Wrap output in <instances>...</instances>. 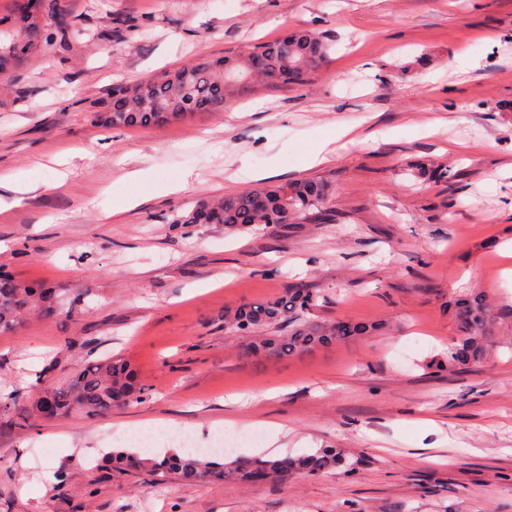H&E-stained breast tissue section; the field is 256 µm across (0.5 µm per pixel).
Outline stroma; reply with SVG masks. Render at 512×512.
Here are the masks:
<instances>
[{"label": "stroma", "mask_w": 512, "mask_h": 512, "mask_svg": "<svg viewBox=\"0 0 512 512\" xmlns=\"http://www.w3.org/2000/svg\"><path fill=\"white\" fill-rule=\"evenodd\" d=\"M62 5L56 42L0 86V177L37 184L20 198L0 187V268L62 297L0 335V512H512V353L443 367L449 300L475 291L512 305L501 255L512 246V0ZM297 31L329 46L304 83L256 82L223 109L160 126L91 120L113 86ZM464 51L475 66L459 74ZM352 124L363 141L301 169L314 143ZM139 167L146 179L122 181ZM255 170L326 182L318 219L175 223L256 186ZM126 197L141 203L113 213ZM291 285L318 293L313 319L373 332L292 358L247 355L253 336L225 329V308ZM110 357L137 369L142 400L35 416L44 384ZM268 421L287 424L280 445ZM137 428L151 449L170 448L174 431L201 448L238 432L250 440L225 461L338 448L349 465L236 485L107 469Z\"/></svg>", "instance_id": "stroma-1"}]
</instances>
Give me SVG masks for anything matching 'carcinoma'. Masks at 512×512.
<instances>
[{
	"mask_svg": "<svg viewBox=\"0 0 512 512\" xmlns=\"http://www.w3.org/2000/svg\"><path fill=\"white\" fill-rule=\"evenodd\" d=\"M63 9L59 0H22L8 23L0 21V72L10 64L51 43L62 29ZM329 46L306 31L255 46L248 54H226L218 58H197L157 81L112 88V98L95 121L105 127H149L183 119L193 112L224 107L231 97L245 93L255 80L268 84H288L313 71L328 54ZM326 186L314 179L290 184L248 188L226 195L209 206L199 205L180 216L183 224L198 222L208 212L207 223L244 229L256 224H287L309 219L322 203ZM317 294L302 286H292L272 299L240 305L224 312V327L251 332L265 326L288 324L283 336H264L251 344L254 352L283 358L363 336L372 327L348 321L325 324L309 322L307 314L316 306ZM57 294L49 288L16 280L0 272V332H12L23 314L36 311L51 315ZM451 317L457 336L448 347L447 366L459 372L487 361L490 353L506 347L512 338L497 334L498 325L512 324V308L492 312L480 294L456 300ZM144 388L134 367L122 359L97 363L68 379L55 389L57 413L80 410L88 416L103 415L114 407L141 399ZM345 458L334 448L313 454L280 459L254 458L226 465L192 454H168L163 458H142L116 450L107 460L111 470L146 469L163 477L199 483H248L258 471L288 482L297 476L313 477L343 464Z\"/></svg>",
	"mask_w": 512,
	"mask_h": 512,
	"instance_id": "cac0c4a2",
	"label": "carcinoma"
}]
</instances>
